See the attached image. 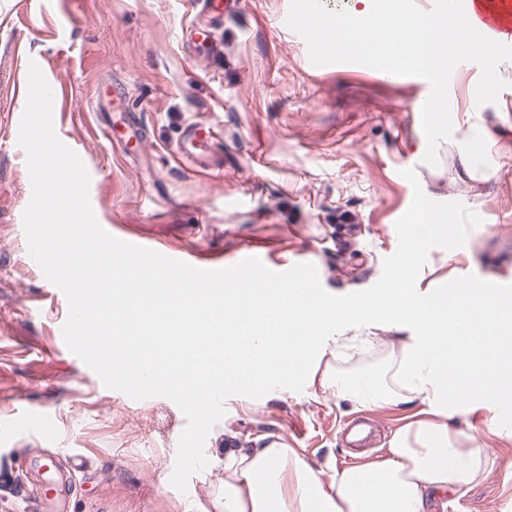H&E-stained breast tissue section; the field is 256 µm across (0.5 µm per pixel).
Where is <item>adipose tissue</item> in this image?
<instances>
[{
  "instance_id": "adipose-tissue-1",
  "label": "adipose tissue",
  "mask_w": 512,
  "mask_h": 512,
  "mask_svg": "<svg viewBox=\"0 0 512 512\" xmlns=\"http://www.w3.org/2000/svg\"><path fill=\"white\" fill-rule=\"evenodd\" d=\"M432 192L419 196L404 260L389 283L364 298L332 304L320 296L284 292L271 304L268 289L231 286L211 294L172 290L162 280L151 285L152 324L160 339L152 358L156 373L174 374L189 401L235 385L255 387L274 379L287 384L305 375L317 378L355 409L424 406L425 419L407 422L393 432L385 453L371 461L324 472L288 447L274 433L224 435L223 512H428L437 495L483 479L482 449L462 447L448 428V404L459 400L466 410H495L512 405V298L480 288H451L437 294L416 291L415 277L427 239H447L448 225L429 218ZM64 273L73 284L98 279V293L88 295L91 308L114 306L135 314L140 298L132 290V262H116L101 251L86 263L81 242ZM203 316L210 335L189 362L172 364L174 313ZM368 329L366 346L378 344L386 327H409L378 370L346 372L334 367L344 331ZM246 348L247 365L226 359L224 350Z\"/></svg>"
}]
</instances>
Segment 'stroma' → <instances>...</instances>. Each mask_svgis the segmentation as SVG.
I'll return each instance as SVG.
<instances>
[{"label": "stroma", "mask_w": 512, "mask_h": 512, "mask_svg": "<svg viewBox=\"0 0 512 512\" xmlns=\"http://www.w3.org/2000/svg\"><path fill=\"white\" fill-rule=\"evenodd\" d=\"M289 0H0V512H43L30 483L45 484L46 457L81 456L67 512H206L221 493L222 468L170 484L187 425L164 397L140 401L106 388L63 343L64 294L28 256L22 224L30 201L14 98L19 51L63 98L58 137L83 161L98 223L119 220L146 245L203 248L233 263L250 249L272 265L308 263L322 286L343 295L370 288L398 246L414 169L433 204L457 225V241H429L414 286L433 293L488 283L512 289V61L509 86L483 111L469 109L480 76L449 83L453 137L424 163L417 104L427 82L388 78L359 64L314 66L285 19ZM487 132L475 165L460 148L472 126ZM206 440L279 433L322 468L354 463L343 435L352 406L317 385L235 395ZM51 417L41 435L16 430L29 410ZM417 404L373 409L363 453H384ZM487 410L459 413L451 428L484 448V479L435 499L431 512H512V418L487 427Z\"/></svg>", "instance_id": "obj_1"}]
</instances>
